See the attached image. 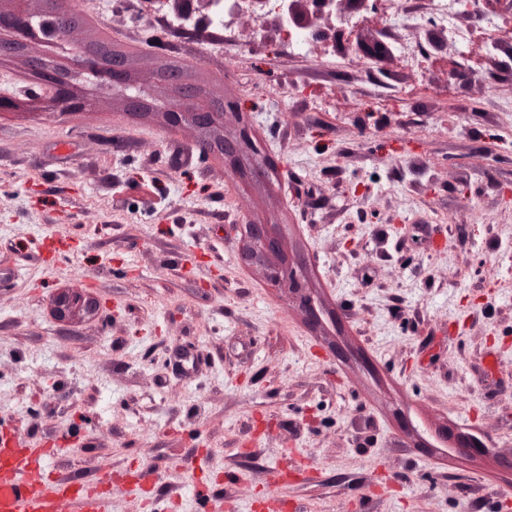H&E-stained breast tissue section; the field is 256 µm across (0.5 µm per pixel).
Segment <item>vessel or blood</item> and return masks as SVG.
Wrapping results in <instances>:
<instances>
[{
    "label": "vessel or blood",
    "instance_id": "b4317fda",
    "mask_svg": "<svg viewBox=\"0 0 512 512\" xmlns=\"http://www.w3.org/2000/svg\"><path fill=\"white\" fill-rule=\"evenodd\" d=\"M52 454L37 442L20 443L0 431V512H56L60 502L77 512H108L105 499L83 486L54 477Z\"/></svg>",
    "mask_w": 512,
    "mask_h": 512
}]
</instances>
